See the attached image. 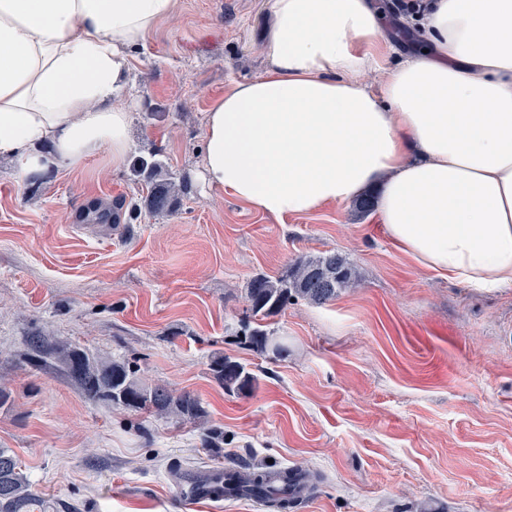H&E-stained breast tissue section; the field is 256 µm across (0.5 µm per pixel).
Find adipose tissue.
Here are the masks:
<instances>
[{"label": "adipose tissue", "instance_id": "obj_1", "mask_svg": "<svg viewBox=\"0 0 512 512\" xmlns=\"http://www.w3.org/2000/svg\"><path fill=\"white\" fill-rule=\"evenodd\" d=\"M267 67L212 104L204 180L282 219L378 188L393 246L512 287V0H426L396 67L371 0H269ZM178 0H0V158L24 178L129 152V52ZM377 73L378 87L364 78Z\"/></svg>", "mask_w": 512, "mask_h": 512}]
</instances>
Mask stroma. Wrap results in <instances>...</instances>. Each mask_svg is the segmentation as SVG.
<instances>
[{
	"label": "stroma",
	"instance_id": "35a3bbf8",
	"mask_svg": "<svg viewBox=\"0 0 512 512\" xmlns=\"http://www.w3.org/2000/svg\"><path fill=\"white\" fill-rule=\"evenodd\" d=\"M269 24L267 0H179L132 51L129 155L187 177L173 215L80 223L88 202L145 194L128 164L92 158L28 182L0 162V448L20 459L37 512H185L176 491L194 472L270 462L319 478L293 512H512V288L420 269L355 204L279 220L203 178L206 114L262 74ZM327 251L359 285L268 319L286 358L240 345L247 279ZM38 333L194 393L220 450L205 427L87 400L56 366L29 361ZM216 352L258 388L225 394Z\"/></svg>",
	"mask_w": 512,
	"mask_h": 512
}]
</instances>
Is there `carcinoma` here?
Masks as SVG:
<instances>
[{
  "mask_svg": "<svg viewBox=\"0 0 512 512\" xmlns=\"http://www.w3.org/2000/svg\"><path fill=\"white\" fill-rule=\"evenodd\" d=\"M133 171L150 184L148 194L134 203V210L151 215L171 214L185 189L155 156L141 158ZM357 284L353 265L340 253L300 255L275 277L257 274L247 280L244 292L250 320L241 329L244 346L274 358L288 353L283 347L271 352L272 336L264 321L280 314L288 304L305 301L323 305L337 294ZM30 347L37 361L52 360L59 364L70 381L91 401H103L136 412L171 416L181 423H201L206 410L199 397L189 391H174L164 385L148 386L135 376L136 370L126 361L89 354L85 349L51 336L35 335ZM212 378L229 395H246L257 387V377L245 365L217 353L209 364ZM212 492L222 496L249 497L278 512H288L308 486L312 474L301 470L250 473L229 469L208 476ZM36 499L17 457L0 448V512H31Z\"/></svg>",
  "mask_w": 512,
  "mask_h": 512,
  "instance_id": "obj_1",
  "label": "carcinoma"
}]
</instances>
